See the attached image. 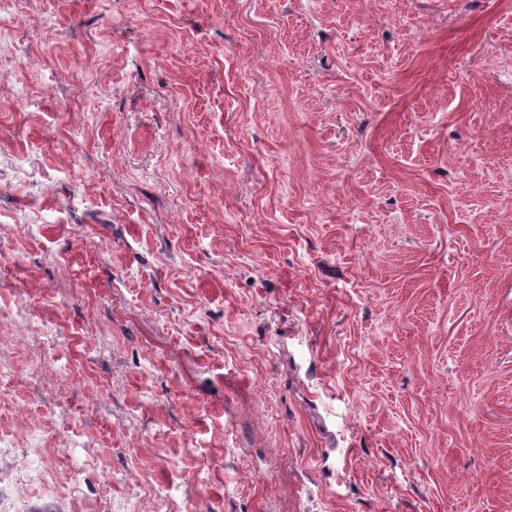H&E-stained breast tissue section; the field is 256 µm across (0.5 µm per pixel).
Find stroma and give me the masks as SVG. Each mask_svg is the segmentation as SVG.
Here are the masks:
<instances>
[{"instance_id": "obj_1", "label": "stroma", "mask_w": 512, "mask_h": 512, "mask_svg": "<svg viewBox=\"0 0 512 512\" xmlns=\"http://www.w3.org/2000/svg\"><path fill=\"white\" fill-rule=\"evenodd\" d=\"M20 314L0 512H512V0H10Z\"/></svg>"}]
</instances>
